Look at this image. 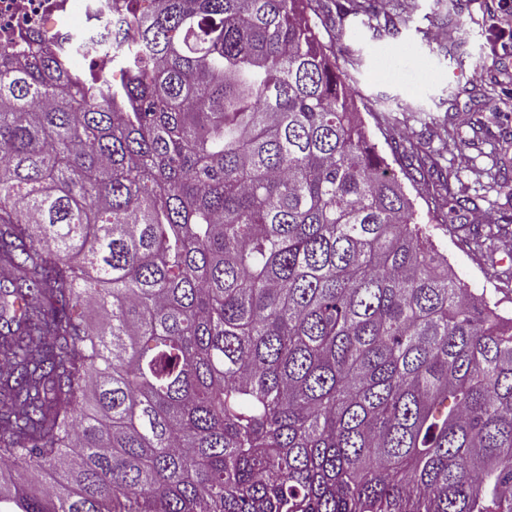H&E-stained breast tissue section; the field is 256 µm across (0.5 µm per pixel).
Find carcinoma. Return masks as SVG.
<instances>
[{
  "label": "carcinoma",
  "instance_id": "cac0c4a2",
  "mask_svg": "<svg viewBox=\"0 0 512 512\" xmlns=\"http://www.w3.org/2000/svg\"><path fill=\"white\" fill-rule=\"evenodd\" d=\"M140 2L0 55V512H512V317L413 222L311 0ZM92 48L120 82L68 71Z\"/></svg>",
  "mask_w": 512,
  "mask_h": 512
}]
</instances>
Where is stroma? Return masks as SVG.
Here are the masks:
<instances>
[{
	"label": "stroma",
	"mask_w": 512,
	"mask_h": 512,
	"mask_svg": "<svg viewBox=\"0 0 512 512\" xmlns=\"http://www.w3.org/2000/svg\"><path fill=\"white\" fill-rule=\"evenodd\" d=\"M331 14H315L320 35L338 63L358 56L350 85L371 142L392 169L400 162L391 138L403 135L427 150L443 151L450 175L459 178L475 203L474 211L493 215L512 207V189L487 187L492 165L487 136H494L512 158V111L501 109L512 99V53L491 50V19L498 0H375V17L345 12L346 0H325ZM452 29L454 39L438 42L433 32ZM462 53V66L449 57ZM484 79L473 82L474 70ZM453 135H446L447 126ZM414 202V220L437 250L446 255L457 276L472 293L498 301L512 317V247L476 253L459 233L428 205L423 187L406 184Z\"/></svg>",
	"instance_id": "obj_1"
}]
</instances>
